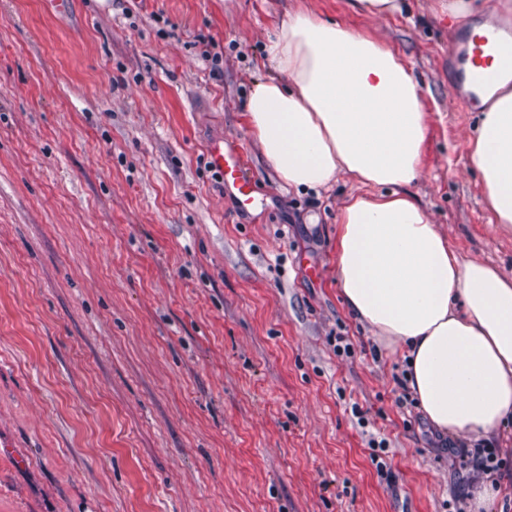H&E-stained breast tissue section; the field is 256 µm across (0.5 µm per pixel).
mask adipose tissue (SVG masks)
<instances>
[{
  "mask_svg": "<svg viewBox=\"0 0 512 512\" xmlns=\"http://www.w3.org/2000/svg\"><path fill=\"white\" fill-rule=\"evenodd\" d=\"M267 62L245 115L268 164L297 190L342 174L356 185L336 219L347 310L402 350L437 430L492 447L512 423V276L461 256L408 191L428 132L414 67L301 8L280 21ZM469 147L492 223L512 224V90L482 112Z\"/></svg>",
  "mask_w": 512,
  "mask_h": 512,
  "instance_id": "obj_1",
  "label": "adipose tissue"
}]
</instances>
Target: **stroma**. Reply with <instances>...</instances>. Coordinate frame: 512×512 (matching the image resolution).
<instances>
[{
  "label": "stroma",
  "instance_id": "35a3bbf8",
  "mask_svg": "<svg viewBox=\"0 0 512 512\" xmlns=\"http://www.w3.org/2000/svg\"><path fill=\"white\" fill-rule=\"evenodd\" d=\"M349 2L0 0V512H465L467 441L431 427L336 285L354 183L296 193L244 115L288 9L387 43L429 114L411 193L512 273L441 0L382 19ZM215 140L244 148L248 212ZM209 167L218 175L224 194L230 193L240 210L257 206L254 191L244 172V151L239 145L211 143L207 149Z\"/></svg>",
  "mask_w": 512,
  "mask_h": 512
}]
</instances>
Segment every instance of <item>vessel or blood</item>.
Here are the masks:
<instances>
[{
	"label": "vessel or blood",
	"mask_w": 512,
	"mask_h": 512,
	"mask_svg": "<svg viewBox=\"0 0 512 512\" xmlns=\"http://www.w3.org/2000/svg\"><path fill=\"white\" fill-rule=\"evenodd\" d=\"M460 80L479 88L492 86L499 73L512 70V49L492 31L459 28L448 60ZM210 168L218 175L224 193L233 196L239 209L256 206L250 180L244 172V151L240 146L220 142L209 145Z\"/></svg>",
	"instance_id": "vessel-or-blood-1"
}]
</instances>
